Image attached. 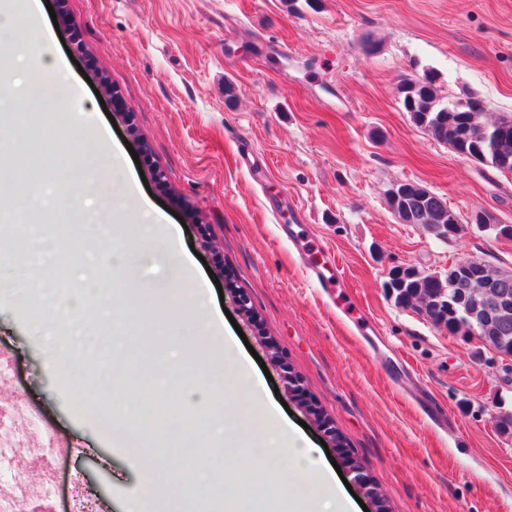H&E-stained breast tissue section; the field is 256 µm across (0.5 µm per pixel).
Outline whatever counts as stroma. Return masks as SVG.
I'll return each instance as SVG.
<instances>
[{
    "label": "stroma",
    "instance_id": "1",
    "mask_svg": "<svg viewBox=\"0 0 512 512\" xmlns=\"http://www.w3.org/2000/svg\"><path fill=\"white\" fill-rule=\"evenodd\" d=\"M64 38L56 55L65 98L94 113L132 180L167 223L183 221L182 252L195 277L218 278L208 305L245 334L253 371L268 369L290 422L318 442L329 420L344 445L338 465L357 459L375 489H357L367 508L382 494L390 512H512V372L474 336L451 335L395 304L385 283L396 266L447 276L469 257L512 271V239L470 224L483 211L512 225V175L491 171L439 144L412 122L398 85L432 73L441 96L479 99L490 117L512 115V0H49ZM38 42L15 54L0 42V67L16 91L41 64ZM236 89L226 99L225 82ZM67 112L22 120L0 110V225L41 226L15 243L0 234V356L12 378L0 404L25 400L73 448L57 465L60 497H34L32 512H61L71 478L106 512H127L142 491L144 457L172 447L166 425L138 449L123 441L137 414L109 407L89 385L111 370L116 394L137 405L153 394L142 370L196 385L210 364L188 337L154 336L164 317L142 310L129 283L173 289L166 257L142 237L141 217L112 223L119 181L96 177L81 214L30 202L29 183L97 150ZM40 141L48 166L13 177L14 135ZM266 160L256 177L243 154ZM410 181L447 199L463 226L439 240L392 213L386 193ZM136 266L119 272L113 253ZM339 274L322 288L306 269ZM81 297L80 320L95 349L70 332L63 302ZM249 314H242L240 298ZM56 322V341L83 360L65 374L38 333ZM299 388H292L289 377Z\"/></svg>",
    "mask_w": 512,
    "mask_h": 512
}]
</instances>
